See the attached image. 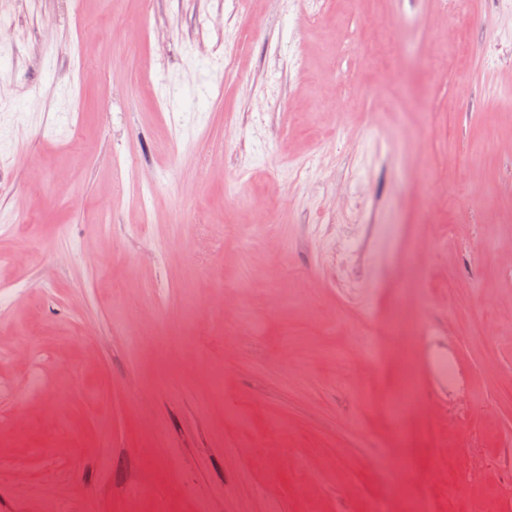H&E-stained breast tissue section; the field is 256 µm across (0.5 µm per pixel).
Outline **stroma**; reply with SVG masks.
I'll return each mask as SVG.
<instances>
[{"instance_id": "35a3bbf8", "label": "stroma", "mask_w": 512, "mask_h": 512, "mask_svg": "<svg viewBox=\"0 0 512 512\" xmlns=\"http://www.w3.org/2000/svg\"><path fill=\"white\" fill-rule=\"evenodd\" d=\"M16 43L0 512H512V0H34Z\"/></svg>"}]
</instances>
